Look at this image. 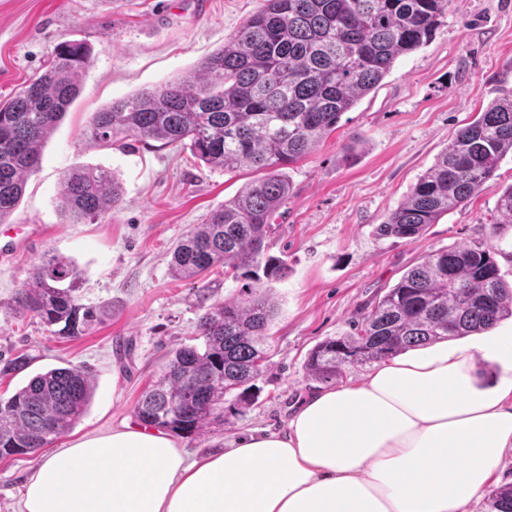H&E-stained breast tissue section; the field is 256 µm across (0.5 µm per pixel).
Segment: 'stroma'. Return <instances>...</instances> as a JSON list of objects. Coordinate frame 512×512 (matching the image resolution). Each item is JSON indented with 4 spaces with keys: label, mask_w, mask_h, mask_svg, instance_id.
I'll return each instance as SVG.
<instances>
[{
    "label": "stroma",
    "mask_w": 512,
    "mask_h": 512,
    "mask_svg": "<svg viewBox=\"0 0 512 512\" xmlns=\"http://www.w3.org/2000/svg\"><path fill=\"white\" fill-rule=\"evenodd\" d=\"M263 0H0V101L40 75L64 40L85 42L92 65L79 95L42 150L10 222L0 224V368L18 355L28 366L0 377L9 397L52 367L88 369L95 391L66 447L87 434L136 424L135 407L161 375L168 353L192 344L211 305L240 297L243 281L215 268L200 281L170 272L173 246L257 173H226L189 150L128 141H91L90 121L112 101L156 88L195 69L256 13ZM512 94V0H452L432 37L399 57L380 86L342 114L335 131L288 170L291 194L275 217L272 252L288 275L272 283L277 307L267 368L243 413L225 411L200 434L178 436L202 454L260 428L277 431L319 382L306 374L312 348L354 323L429 252L492 247L512 280V224H494L498 193L512 185V155L495 185L443 216L414 241L379 239L376 224L406 198L455 131L493 99ZM85 165L111 171L122 201L105 217L69 223L61 181ZM80 271L77 295L102 318L75 339L53 335L11 304L46 251ZM39 453L0 459V512H13Z\"/></svg>",
    "instance_id": "obj_1"
}]
</instances>
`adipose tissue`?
<instances>
[{
  "instance_id": "obj_1",
  "label": "adipose tissue",
  "mask_w": 512,
  "mask_h": 512,
  "mask_svg": "<svg viewBox=\"0 0 512 512\" xmlns=\"http://www.w3.org/2000/svg\"><path fill=\"white\" fill-rule=\"evenodd\" d=\"M494 362L493 386L479 380ZM512 454V336L380 361L188 457L143 426L41 457L19 512H467Z\"/></svg>"
}]
</instances>
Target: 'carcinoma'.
I'll use <instances>...</instances> for the list:
<instances>
[{"instance_id": "cac0c4a2", "label": "carcinoma", "mask_w": 512, "mask_h": 512, "mask_svg": "<svg viewBox=\"0 0 512 512\" xmlns=\"http://www.w3.org/2000/svg\"><path fill=\"white\" fill-rule=\"evenodd\" d=\"M451 0H264L224 46L193 72L116 100L96 113L90 139L112 146L132 137L182 145L212 169L249 166L261 176L212 210L179 242L171 269L194 279L222 266L257 284L288 275L271 253V220L288 202L287 169L336 129L340 116L375 90L395 61L432 36ZM91 50L60 42L44 72L0 101V224L6 223L38 167L50 133L78 96ZM512 154V95L494 99L448 141L405 200L375 233L414 240L442 216L494 183ZM121 193L110 171L80 166L63 178L60 207L78 224L110 213ZM512 224V185L496 202ZM79 272L49 255L18 289L13 309L67 337L100 319L74 295ZM274 305L250 291L207 309L196 326L199 346L170 353L155 384L136 406L150 426L191 435L224 417V404L252 402L264 372ZM512 317V282L481 245L432 251L409 268L357 324L353 334L327 337L309 353L306 371L332 382L347 367L371 364L445 339L494 328ZM92 379L81 366L33 376L0 398V457L35 452L74 427L86 411ZM486 512H512V483L489 491Z\"/></svg>"}]
</instances>
